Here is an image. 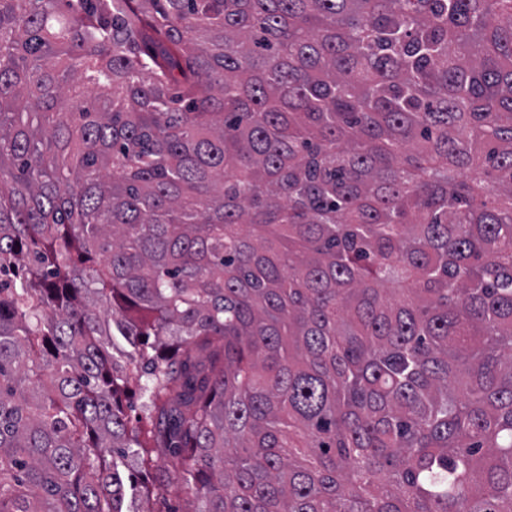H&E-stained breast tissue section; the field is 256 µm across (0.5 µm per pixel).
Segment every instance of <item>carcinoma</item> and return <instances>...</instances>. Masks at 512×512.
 Instances as JSON below:
<instances>
[{"label": "carcinoma", "instance_id": "1", "mask_svg": "<svg viewBox=\"0 0 512 512\" xmlns=\"http://www.w3.org/2000/svg\"><path fill=\"white\" fill-rule=\"evenodd\" d=\"M174 487L512 512V0H0V512ZM153 460L152 468L148 473L139 472L137 474L138 486L150 485L153 479L172 474V459L166 448H159L153 455Z\"/></svg>", "mask_w": 512, "mask_h": 512}]
</instances>
